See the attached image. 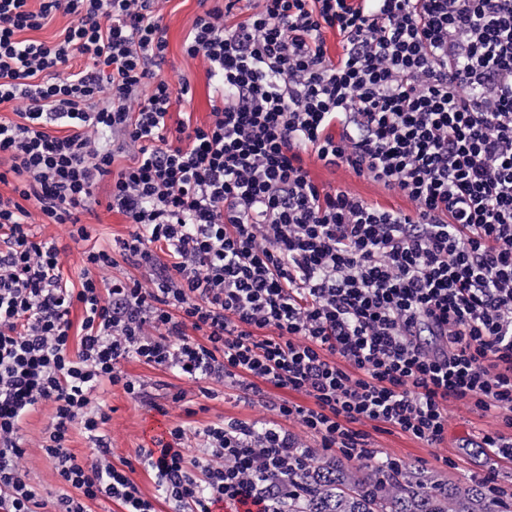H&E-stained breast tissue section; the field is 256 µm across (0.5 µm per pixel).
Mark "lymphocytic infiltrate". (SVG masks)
I'll use <instances>...</instances> for the list:
<instances>
[{
	"mask_svg": "<svg viewBox=\"0 0 512 512\" xmlns=\"http://www.w3.org/2000/svg\"><path fill=\"white\" fill-rule=\"evenodd\" d=\"M157 2L0 0V105L15 115L0 119V184L12 188L0 195V512L45 506L21 466L23 420L42 403L59 512L102 498L156 512L112 464L110 415L91 404L107 384L146 401L131 360L314 401L177 425L137 449L179 512H288L271 478L318 451L374 459L361 421L437 446L456 400L512 429V0H254L243 17L221 0L184 42L220 103L208 123L173 130L172 102L192 88L161 73ZM60 14L54 40L36 39ZM307 153L411 210L318 185ZM104 181L107 209L134 229L90 246L77 281L64 279L59 249L32 227L68 224L88 242L79 214ZM121 258L142 277L103 281ZM76 428L89 458L69 447Z\"/></svg>",
	"mask_w": 512,
	"mask_h": 512,
	"instance_id": "lymphocytic-infiltrate-1",
	"label": "lymphocytic infiltrate"
}]
</instances>
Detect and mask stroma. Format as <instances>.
<instances>
[{"label": "stroma", "instance_id": "stroma-1", "mask_svg": "<svg viewBox=\"0 0 512 512\" xmlns=\"http://www.w3.org/2000/svg\"><path fill=\"white\" fill-rule=\"evenodd\" d=\"M202 12L199 0H162L160 5L161 23L168 41V63L164 73L175 82L188 79L193 89L191 101L174 102L171 116L173 121L187 119L194 125L210 121L215 87L202 58H190L183 49L186 36ZM305 163L318 184L351 190L365 201L386 209L405 211L410 207L402 194L387 189L369 177L358 175L350 168L330 169L312 156L306 157ZM107 195V184H100L97 189L98 205L80 215L82 223L91 229L90 243L104 247L111 246L113 239L127 236L132 229L122 215L106 209L104 202ZM34 231L38 237L54 240L61 252L64 276L76 277L86 245L74 243L67 226L61 224H38ZM126 370L147 383L154 404L149 407L136 403L118 387L108 388L101 393V400L112 409L105 431L112 441V462L116 465L133 458L136 449L155 448L160 442L168 441V430L173 425L194 427L222 418L246 421L262 419L266 416L263 401L275 400L282 395L281 390L265 385L261 388L260 399L250 400L243 391L218 384L214 387V396L207 397L203 395L200 385L173 373L136 362L127 363ZM179 391L185 393V400L173 401V393ZM51 413V406L42 405L30 413L24 422L32 456L31 462L24 468V474L38 495L48 501L56 497L59 483L53 465L42 456L38 443ZM499 427L494 417L475 414L462 403L452 401L448 404V436L437 448L394 430L376 428L370 423L361 424L360 429L367 435L379 457L399 459L406 469L418 476L440 483L457 482L464 478L478 481L489 478L493 480L498 493L508 496L512 494V461L481 453L476 446L479 432L495 431Z\"/></svg>", "mask_w": 512, "mask_h": 512}]
</instances>
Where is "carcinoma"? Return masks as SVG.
<instances>
[{"mask_svg": "<svg viewBox=\"0 0 512 512\" xmlns=\"http://www.w3.org/2000/svg\"><path fill=\"white\" fill-rule=\"evenodd\" d=\"M288 512H512V500L476 480L445 487L379 464L344 469L334 462L288 476Z\"/></svg>", "mask_w": 512, "mask_h": 512, "instance_id": "1", "label": "carcinoma"}]
</instances>
